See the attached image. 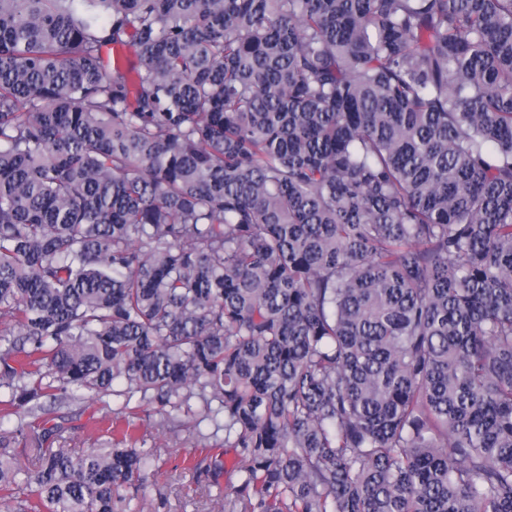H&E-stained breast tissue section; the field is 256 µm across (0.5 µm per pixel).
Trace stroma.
<instances>
[{
  "label": "stroma",
  "mask_w": 512,
  "mask_h": 512,
  "mask_svg": "<svg viewBox=\"0 0 512 512\" xmlns=\"http://www.w3.org/2000/svg\"><path fill=\"white\" fill-rule=\"evenodd\" d=\"M124 406L134 414L136 437L147 447L159 449L165 460L145 493L143 512H224L216 494L237 481L241 459L225 446L223 432L214 430L211 423L180 415L175 422L162 424L155 404L137 395L128 401L106 394L56 403L51 416L69 446L83 451L99 446L102 432ZM194 457L205 459V469H193Z\"/></svg>",
  "instance_id": "1"
}]
</instances>
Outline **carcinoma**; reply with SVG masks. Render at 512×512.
<instances>
[{
	"mask_svg": "<svg viewBox=\"0 0 512 512\" xmlns=\"http://www.w3.org/2000/svg\"><path fill=\"white\" fill-rule=\"evenodd\" d=\"M117 383L241 512H512V0H0V503L139 512ZM126 397L112 396V393L87 396L84 399L52 405L51 422L58 425L68 440L69 448L77 451L98 448L103 439L102 431L112 427L114 412L125 403Z\"/></svg>",
	"mask_w": 512,
	"mask_h": 512,
	"instance_id": "1",
	"label": "carcinoma"
}]
</instances>
